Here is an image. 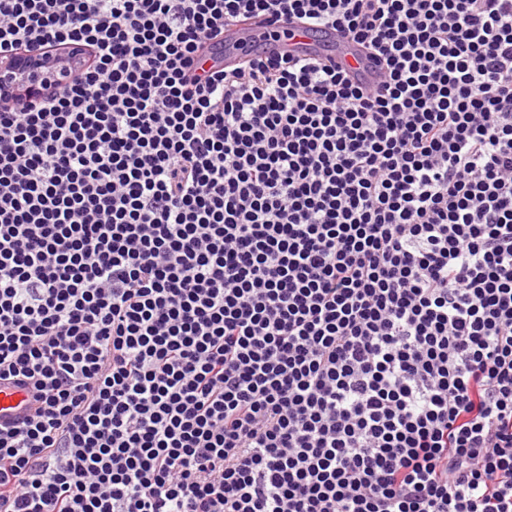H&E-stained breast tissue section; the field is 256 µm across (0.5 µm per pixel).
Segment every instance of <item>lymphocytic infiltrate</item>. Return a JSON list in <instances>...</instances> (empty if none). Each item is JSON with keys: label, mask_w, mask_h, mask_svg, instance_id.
Returning <instances> with one entry per match:
<instances>
[{"label": "lymphocytic infiltrate", "mask_w": 512, "mask_h": 512, "mask_svg": "<svg viewBox=\"0 0 512 512\" xmlns=\"http://www.w3.org/2000/svg\"><path fill=\"white\" fill-rule=\"evenodd\" d=\"M330 26L384 71L209 57ZM0 512H512V0H0ZM57 63L54 59L51 61L43 60L36 55H20L0 64V88L5 89L13 85V78L19 76L22 84L25 86V96L27 99H37L42 95L41 80L44 77V71L51 69L54 71ZM28 390L18 385H1L0 387V422L9 423L22 419L31 404Z\"/></svg>", "instance_id": "lymphocytic-infiltrate-1"}]
</instances>
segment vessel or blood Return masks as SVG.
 <instances>
[{
    "label": "vessel or blood",
    "instance_id": "b4317fda",
    "mask_svg": "<svg viewBox=\"0 0 512 512\" xmlns=\"http://www.w3.org/2000/svg\"><path fill=\"white\" fill-rule=\"evenodd\" d=\"M259 45L277 55L302 54L334 58L351 72L363 78L365 84H376L380 73L370 65L362 50L350 43L340 32L329 28H308L288 19L270 24L264 21L240 22L224 29V66L231 69L244 60L245 48ZM31 404L26 388L17 385L0 387V422L22 419Z\"/></svg>",
    "mask_w": 512,
    "mask_h": 512
}]
</instances>
